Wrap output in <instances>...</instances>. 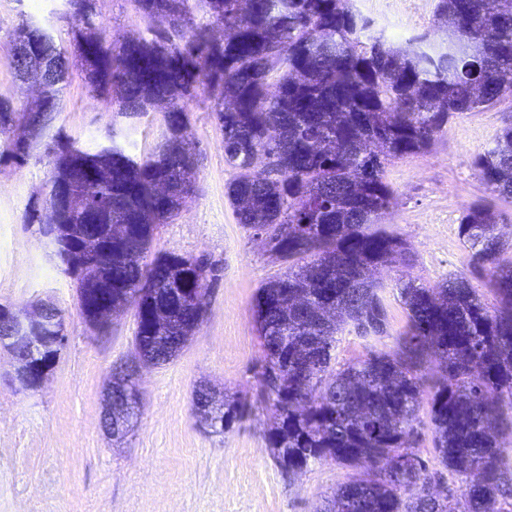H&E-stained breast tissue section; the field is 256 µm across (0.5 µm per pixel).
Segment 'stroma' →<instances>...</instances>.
<instances>
[{
    "instance_id": "obj_1",
    "label": "stroma",
    "mask_w": 512,
    "mask_h": 512,
    "mask_svg": "<svg viewBox=\"0 0 512 512\" xmlns=\"http://www.w3.org/2000/svg\"><path fill=\"white\" fill-rule=\"evenodd\" d=\"M435 5L436 0H353L372 21V35L402 46L421 34L447 41L446 29L435 24ZM62 9L61 0H0V98L16 108H27L28 93L9 65V35L34 17L53 29L57 45L72 50ZM97 11L99 28L110 40L146 27L129 0H97ZM182 105L199 150L195 189L177 218L161 226L150 251L203 256L222 272L207 290L204 319L182 351L166 364L143 368L140 413L119 440L99 421L113 368L134 353V318L127 313L114 319L104 335L88 331L75 282L62 272L39 224L28 223L26 215L48 191V149L56 133L94 151L116 127L127 152L144 157L169 136L163 115L150 112L132 123L118 118L74 69L26 164L0 163V305L21 310L38 301L52 303L67 336L44 383L34 389L14 380L12 356L0 346V512H318L325 497L354 474L327 458L285 476L268 448V404L258 403L254 414L221 434L205 431L193 416L194 393L202 383L217 395L258 402L254 373L262 349L253 305L260 286L286 268L238 223L225 196L235 171L224 160V135L206 94ZM511 113L512 97L465 113L429 153L388 166L396 204L381 224L410 245L416 262L405 273L417 282L468 276V251L457 227L466 206L489 196L472 160ZM405 273L393 268L379 277L389 310L387 335L366 340L342 329L336 335L337 364L394 347L408 324L396 288Z\"/></svg>"
}]
</instances>
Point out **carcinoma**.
Instances as JSON below:
<instances>
[{
  "label": "carcinoma",
  "mask_w": 512,
  "mask_h": 512,
  "mask_svg": "<svg viewBox=\"0 0 512 512\" xmlns=\"http://www.w3.org/2000/svg\"><path fill=\"white\" fill-rule=\"evenodd\" d=\"M73 56L57 44L30 53L48 61L44 99L53 107L72 63L86 87L118 103L131 122L170 96L164 113L165 145L142 158L128 154L112 128L110 144L89 153L70 142L52 161L49 189L69 176L67 161L81 157L87 170L74 192L93 208H70L60 225L42 228L51 241L78 240L90 225L121 224L129 207L146 223L135 227L112 256L79 271L95 287L112 276V300L136 293L140 300L134 345L147 363L162 365L184 348L203 321L192 296L205 295L215 269L205 259L172 253L150 256L163 224L174 221L184 190L194 188L198 150L180 101L204 92L224 134L225 162L236 171L225 195L238 223L250 234L266 232L269 251L288 272L266 282L255 300L263 358L256 378L269 403L268 447L286 474L321 458L361 471L326 499L321 512H447L420 494L455 474L464 483L462 512H512V458L503 434H512V245L496 225L512 214L494 204L466 208L458 224L469 249L473 278L497 298L490 308L465 277L435 287L413 279L397 284L408 329L389 352L336 366L335 335L343 326L362 338L387 334L389 311L378 265L409 267L406 241L380 226L395 204L386 169L395 158L429 151L456 117L512 96V0H472L469 20L456 17L455 0H437L438 24L450 41L426 35L411 47L368 34L371 21L350 0H254L238 15L237 0H130L147 23L146 34L106 41L96 24L97 0L68 10ZM203 3L209 22L198 19ZM237 28L232 41L214 44L210 31ZM276 80L279 94L268 93ZM487 85L484 100L474 85ZM28 112L0 98V157L24 163L31 139L13 137ZM381 140L375 155L369 144ZM270 164L258 170L254 159ZM473 165L495 200L512 205V119H505ZM171 187L166 211L155 209L151 191ZM248 196L239 207L238 198ZM159 270L162 283L148 285ZM301 296L317 307L341 308V319L318 325L296 309ZM130 365L112 369V408L140 413ZM428 406V422L419 417ZM251 412V405L224 396L212 417V433H224ZM432 433L437 466L429 467L418 445Z\"/></svg>",
  "instance_id": "cac0c4a2"
}]
</instances>
